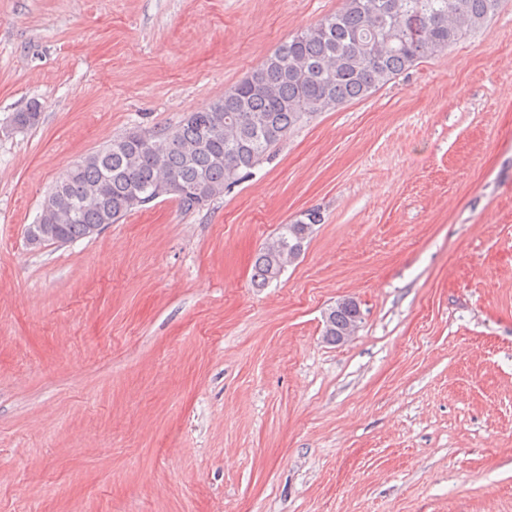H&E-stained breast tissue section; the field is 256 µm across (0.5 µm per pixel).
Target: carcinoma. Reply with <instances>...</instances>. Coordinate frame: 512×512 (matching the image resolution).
Instances as JSON below:
<instances>
[{"label":"carcinoma","mask_w":512,"mask_h":512,"mask_svg":"<svg viewBox=\"0 0 512 512\" xmlns=\"http://www.w3.org/2000/svg\"><path fill=\"white\" fill-rule=\"evenodd\" d=\"M500 0H344L342 8L279 45L259 67L224 91V97L188 113L171 129H135L105 149L74 163L73 172L45 196L44 239L69 243L90 228L115 224L147 200L172 174L182 191L172 196L191 212L224 196V190L268 159L288 134L322 112L362 99L436 56L465 31L480 27ZM33 102L9 119L39 123ZM319 209L303 212L259 251L253 282L264 288L281 276L292 254H302ZM361 321L356 301L345 298L324 315L323 336L332 343Z\"/></svg>","instance_id":"cac0c4a2"}]
</instances>
